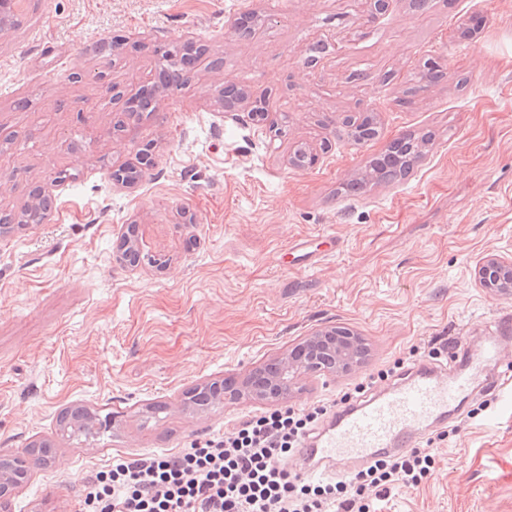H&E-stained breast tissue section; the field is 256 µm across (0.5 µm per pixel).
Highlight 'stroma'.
Returning a JSON list of instances; mask_svg holds the SVG:
<instances>
[{
  "instance_id": "obj_1",
  "label": "stroma",
  "mask_w": 512,
  "mask_h": 512,
  "mask_svg": "<svg viewBox=\"0 0 512 512\" xmlns=\"http://www.w3.org/2000/svg\"><path fill=\"white\" fill-rule=\"evenodd\" d=\"M251 14L255 32H230ZM13 20L0 32V206L37 186L52 203L44 223L0 237V454L46 440L54 459L33 466L12 512H77L114 462L223 437L261 404L197 412L186 393L320 327L350 330L367 355L306 381L292 399L304 409L410 348L445 365L460 340L512 324V292L473 276L486 255L512 257V0H390L381 13L371 0H16ZM188 36L221 68L129 118L109 85L133 93ZM101 39L119 48L112 63ZM434 66L441 79L424 84ZM227 85L264 113L225 112ZM347 114L374 115L377 137L355 143ZM422 136L407 176L369 179L371 159ZM299 147L317 162L290 166ZM143 149L139 179L115 183ZM66 168L78 177L55 182ZM131 226L165 270L116 261ZM66 407L110 425L64 436ZM468 407L432 442L434 475L379 512H512V408L498 391Z\"/></svg>"
}]
</instances>
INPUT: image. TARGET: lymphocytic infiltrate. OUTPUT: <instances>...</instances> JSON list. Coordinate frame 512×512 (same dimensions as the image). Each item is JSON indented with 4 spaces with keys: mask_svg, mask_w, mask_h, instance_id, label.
Masks as SVG:
<instances>
[{
    "mask_svg": "<svg viewBox=\"0 0 512 512\" xmlns=\"http://www.w3.org/2000/svg\"><path fill=\"white\" fill-rule=\"evenodd\" d=\"M328 412L324 405L264 411L223 438L113 465L87 481L79 512H370L369 495L433 475L435 459L423 447L377 456L339 480L288 472L283 459Z\"/></svg>",
    "mask_w": 512,
    "mask_h": 512,
    "instance_id": "lymphocytic-infiltrate-1",
    "label": "lymphocytic infiltrate"
}]
</instances>
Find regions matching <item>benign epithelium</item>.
<instances>
[{
	"mask_svg": "<svg viewBox=\"0 0 512 512\" xmlns=\"http://www.w3.org/2000/svg\"><path fill=\"white\" fill-rule=\"evenodd\" d=\"M257 104L259 101L251 102L241 92L224 100V111L245 112L249 106ZM117 252L132 268L139 267L145 256L141 242L130 233L118 240ZM475 274L482 287L509 291L512 289V258L487 255L476 265ZM363 356L364 347L359 337L344 328L323 327L263 368L227 377L222 383H202L194 399L185 401L184 407L205 410L240 401L265 403L286 400L302 389L305 380L348 372L361 363ZM31 456L33 453L28 450L24 455L0 457L1 505H6L14 491L26 482L30 474L28 458Z\"/></svg>",
	"mask_w": 512,
	"mask_h": 512,
	"instance_id": "7a95c632",
	"label": "benign epithelium"
}]
</instances>
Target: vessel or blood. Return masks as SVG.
<instances>
[{"label": "vessel or blood", "mask_w": 512, "mask_h": 512, "mask_svg": "<svg viewBox=\"0 0 512 512\" xmlns=\"http://www.w3.org/2000/svg\"><path fill=\"white\" fill-rule=\"evenodd\" d=\"M510 343L512 327L498 326L496 336L468 351L448 371L419 367L358 404L333 411L301 445L305 475L325 476L347 460L367 462L386 452L418 447L430 425L447 422L470 395L471 362L498 360L500 349Z\"/></svg>", "instance_id": "vessel-or-blood-1"}]
</instances>
